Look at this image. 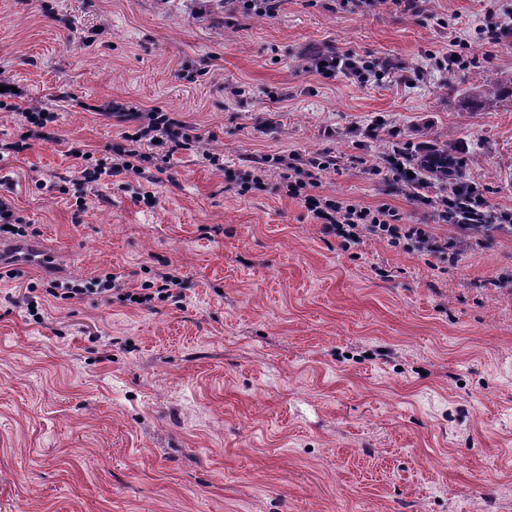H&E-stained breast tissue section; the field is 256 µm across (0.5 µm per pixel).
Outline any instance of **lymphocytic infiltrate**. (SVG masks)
<instances>
[{"mask_svg": "<svg viewBox=\"0 0 512 512\" xmlns=\"http://www.w3.org/2000/svg\"><path fill=\"white\" fill-rule=\"evenodd\" d=\"M311 68L327 78L340 73L363 82L382 74L374 61L336 51L313 58ZM99 110L135 123L136 128L134 132L123 133L120 144L112 151L110 165L98 163L81 166L79 174L86 185L95 184L104 176H118L126 172L144 174V166L148 163L153 165L156 172L165 173L176 150L190 146L195 140L194 135L188 133L185 122L174 113L158 107L142 109L112 100L100 105ZM153 145L158 146V154H150L149 148ZM410 157L409 148L395 147L385 159V179L398 185L415 186L416 198L433 207L443 222L463 230L475 221L482 224L491 221L512 223V211L491 209L483 190L476 183L463 179L449 189L419 179L411 172ZM336 166L335 156L327 153L310 158L303 165L294 161L285 162L280 175L282 186L289 197L302 200L312 218L322 224L327 232L344 241H356L362 231L368 230L384 236L393 244L406 239L414 241L419 251L433 255L447 254L450 241L438 239L425 226L404 224L402 214L389 205L371 209L315 195L319 173ZM184 286L182 276L172 269L158 274L157 283L151 291L137 294L125 290L121 273L105 271L92 278L90 287L77 284L61 289L53 284L47 292L64 299L91 292L107 300L120 293L126 301L146 305L156 299L165 301L180 296Z\"/></svg>", "mask_w": 512, "mask_h": 512, "instance_id": "obj_1", "label": "lymphocytic infiltrate"}]
</instances>
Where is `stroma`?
<instances>
[{
    "mask_svg": "<svg viewBox=\"0 0 512 512\" xmlns=\"http://www.w3.org/2000/svg\"><path fill=\"white\" fill-rule=\"evenodd\" d=\"M509 15L512 0H0V71L57 135L0 161V194L67 281L185 280L146 308L0 279V512H512V234L462 233L444 259L369 232L345 247L275 164L336 155L318 195L446 237L374 173L394 144L445 146L512 210V106L458 96L473 71L512 74V37L476 31ZM463 38V65L431 67ZM328 50L391 74L322 77L309 61ZM111 100L178 113L199 139L156 181L81 184L72 148L110 161L131 128L98 112ZM259 161L261 188L228 179Z\"/></svg>",
    "mask_w": 512,
    "mask_h": 512,
    "instance_id": "1",
    "label": "stroma"
}]
</instances>
